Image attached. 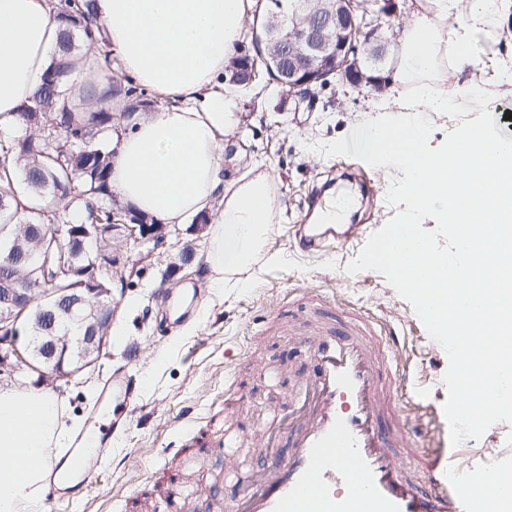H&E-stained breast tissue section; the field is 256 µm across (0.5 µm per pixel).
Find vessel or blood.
Wrapping results in <instances>:
<instances>
[{
  "instance_id": "1",
  "label": "vessel or blood",
  "mask_w": 512,
  "mask_h": 512,
  "mask_svg": "<svg viewBox=\"0 0 512 512\" xmlns=\"http://www.w3.org/2000/svg\"><path fill=\"white\" fill-rule=\"evenodd\" d=\"M298 247L321 253L348 233L319 224L297 229ZM315 360L316 373L302 385L301 403L273 409L254 425L240 412L242 389L224 400L226 423L206 437L191 436L193 458L225 457L224 472L213 478L209 512H473L492 486L450 469L443 449L426 453L415 437L433 430L434 412L419 404L420 422L405 427L392 401L400 359L393 337L378 333L360 315L323 317L298 339ZM144 389L133 374H115L105 383L94 412V434L77 435L65 463L48 466L58 500L80 507L73 487H85L101 468L131 405ZM289 438L288 455L278 452ZM264 460L263 471L244 465L239 449ZM191 474L167 472L154 485L144 512H196Z\"/></svg>"
}]
</instances>
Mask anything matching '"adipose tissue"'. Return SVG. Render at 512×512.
Listing matches in <instances>:
<instances>
[{
  "label": "adipose tissue",
  "instance_id": "ef3b65f1",
  "mask_svg": "<svg viewBox=\"0 0 512 512\" xmlns=\"http://www.w3.org/2000/svg\"><path fill=\"white\" fill-rule=\"evenodd\" d=\"M254 0H95L101 35L122 72L154 93L175 98L160 112L143 110L135 127L113 136L109 188L138 213L167 224L189 223L220 206L208 231L205 260L216 292L244 287L246 271L262 251L277 211L268 173L224 178V141L237 127V100L214 90L226 62L239 50L242 21ZM458 0H426L405 26L395 78L419 82L406 111L444 112L447 98L419 78L438 57L471 54L465 35L449 20ZM61 29L46 0H0V133L29 103L58 51ZM399 145L404 165L452 168L455 178L475 184L477 200L499 201L512 183L477 167L494 150L485 133H471L467 154L438 151L418 135L416 120L373 132ZM56 396L42 389L0 388V512H39L47 488L38 451L65 436Z\"/></svg>",
  "mask_w": 512,
  "mask_h": 512
}]
</instances>
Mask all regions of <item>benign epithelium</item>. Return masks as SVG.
Returning a JSON list of instances; mask_svg holds the SVG:
<instances>
[{"label":"benign epithelium","instance_id":"benign-epithelium-1","mask_svg":"<svg viewBox=\"0 0 512 512\" xmlns=\"http://www.w3.org/2000/svg\"><path fill=\"white\" fill-rule=\"evenodd\" d=\"M370 0H266L263 13L256 16L251 31L256 54L244 53L238 66L224 68V85L228 90L247 88L256 79L257 59H271L275 64L273 81L301 100L310 97L317 86L340 76L353 86L373 85L379 76L368 75L359 61L365 57L382 62L387 55L390 40L379 33L380 26L368 19ZM112 228L102 224L71 225L69 230L50 228L42 234L39 248L23 254L22 260L46 272L53 260H58L59 271L70 276L76 273L65 248L54 254V243L69 236L82 247L94 249ZM35 285L22 288L7 285L0 289V377L14 380L21 366L39 373L51 382L70 381L93 366L98 354L107 345V331L112 324V288L93 278L78 281L64 288L48 289L54 298V309L45 311L51 318L48 330L53 331L58 320L68 318L78 325L79 341L88 345L87 355L71 366L66 356L71 341L70 333L52 336L41 346L42 360L31 359L37 339L30 336L20 343L22 318L35 301Z\"/></svg>","mask_w":512,"mask_h":512}]
</instances>
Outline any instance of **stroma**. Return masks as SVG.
<instances>
[{"mask_svg":"<svg viewBox=\"0 0 512 512\" xmlns=\"http://www.w3.org/2000/svg\"><path fill=\"white\" fill-rule=\"evenodd\" d=\"M467 41L470 63L457 65L451 56L430 76L435 89L447 94L448 109L422 113L421 121L431 146L441 149L469 128L512 136V127L499 121L503 109H512V83L501 79L504 70H512V14L499 17L494 34L469 30ZM414 92L413 85L391 80L378 88H355L337 76L303 103L263 83L239 94L237 131L224 154L225 176L265 170L279 205L262 256L242 275L245 287L225 289L220 297L209 289L207 225L165 224L159 237L146 239L113 231V323L122 334L109 336L96 365L54 393L72 430L89 431L94 424L87 408L112 372L137 374L145 387L101 477L84 492L79 512H134L133 503L152 477L172 461V449L182 446L189 430L202 429L211 412L223 409L228 379L244 385L243 408L250 419L293 402L313 374L314 362L273 318L282 314L305 320L311 295L332 309L346 305L371 320L388 321L407 366L395 395L403 415H410L419 398L442 409L447 398L444 350L383 275L345 270L370 235L394 216L384 193L397 168H372L355 158H326L307 150L309 144L332 142L379 116L382 101L396 106L413 99ZM361 176L380 189L377 197L356 202V212L367 218L365 226L337 252H296L294 226L301 223L316 188L329 181L334 191L357 195ZM459 450L466 473L503 469L512 450V425L494 424Z\"/></svg>","mask_w":512,"mask_h":512,"instance_id":"1","label":"stroma"}]
</instances>
